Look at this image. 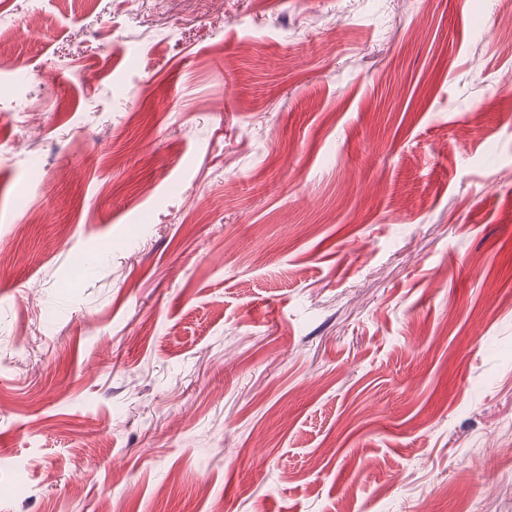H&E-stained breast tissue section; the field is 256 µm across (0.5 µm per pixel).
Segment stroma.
Segmentation results:
<instances>
[{
	"label": "stroma",
	"instance_id": "35a3bbf8",
	"mask_svg": "<svg viewBox=\"0 0 512 512\" xmlns=\"http://www.w3.org/2000/svg\"><path fill=\"white\" fill-rule=\"evenodd\" d=\"M0 34V512H512V0Z\"/></svg>",
	"mask_w": 512,
	"mask_h": 512
}]
</instances>
